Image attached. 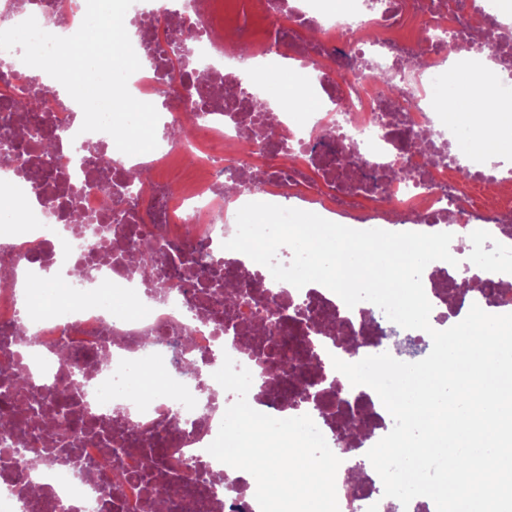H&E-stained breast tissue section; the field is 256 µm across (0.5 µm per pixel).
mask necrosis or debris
Returning a JSON list of instances; mask_svg holds the SVG:
<instances>
[{
	"instance_id": "necrosis-or-debris-1",
	"label": "necrosis or debris",
	"mask_w": 512,
	"mask_h": 512,
	"mask_svg": "<svg viewBox=\"0 0 512 512\" xmlns=\"http://www.w3.org/2000/svg\"><path fill=\"white\" fill-rule=\"evenodd\" d=\"M86 0H0V30L27 18L67 37ZM127 33L142 66L128 80L136 99L180 92L155 150L128 156L80 119L41 69L18 60L0 67V416L23 427L0 430V512H155L151 481L170 485L168 512H260L256 481L207 451L236 396L213 378L231 356L252 374L248 402L275 418L309 415L339 455L341 512H424L428 497L402 506L385 496L367 457L394 421L377 393L351 385L332 360L357 349L384 353L387 317L363 301L347 307L330 289L274 280L247 255L224 249L236 214L250 202L284 198L357 229L451 231L471 248L477 229H503L504 207L484 186L512 179L491 151L456 153V131L436 90L450 60L488 58L512 70L507 0H250L226 20L221 0L190 8L134 0ZM417 33L402 39L404 30ZM417 64H410L412 52ZM294 60L327 102L291 111L273 96L268 74ZM392 83L379 80V73ZM39 87L35 112L16 102ZM194 135L170 136L184 121ZM428 134L429 150L416 145ZM206 172L194 186L171 171L174 155ZM264 181L249 192L252 172ZM150 241L166 294L132 261V242ZM86 266L90 274L74 279ZM45 285L54 304L23 309L19 272ZM232 279L236 304L223 302ZM432 329L460 322L472 305L512 313V289L475 269L455 294L454 267L423 274ZM283 350L287 364L275 363ZM153 370L158 389L134 384ZM78 375L53 442L38 425L57 407L56 390ZM72 460L49 463L57 449Z\"/></svg>"
}]
</instances>
